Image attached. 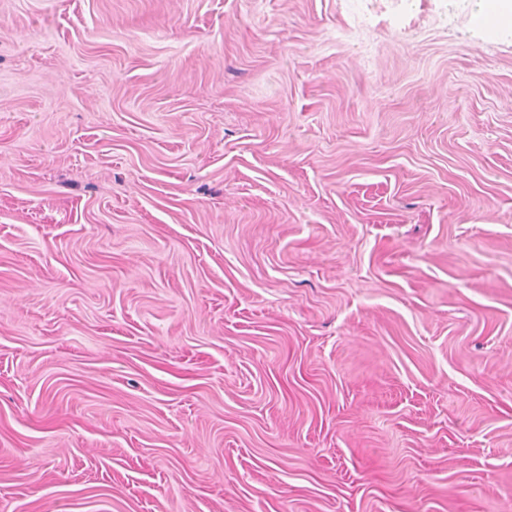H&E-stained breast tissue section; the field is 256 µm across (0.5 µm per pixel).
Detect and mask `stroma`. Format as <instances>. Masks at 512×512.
<instances>
[{
  "label": "stroma",
  "instance_id": "obj_1",
  "mask_svg": "<svg viewBox=\"0 0 512 512\" xmlns=\"http://www.w3.org/2000/svg\"><path fill=\"white\" fill-rule=\"evenodd\" d=\"M483 9L0 0V512H512Z\"/></svg>",
  "mask_w": 512,
  "mask_h": 512
}]
</instances>
